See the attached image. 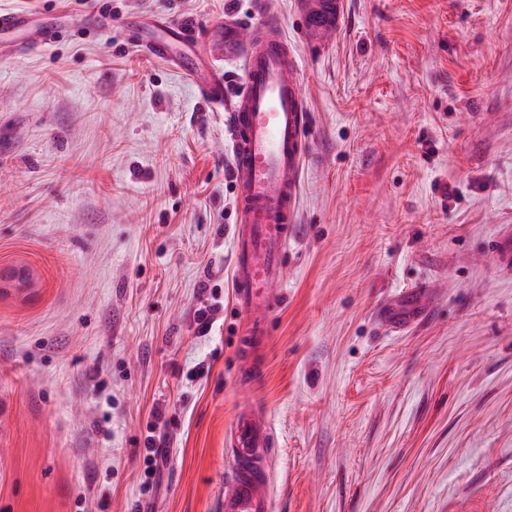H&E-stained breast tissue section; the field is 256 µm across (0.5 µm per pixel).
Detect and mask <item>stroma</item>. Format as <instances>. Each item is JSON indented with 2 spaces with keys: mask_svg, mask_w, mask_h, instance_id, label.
Returning a JSON list of instances; mask_svg holds the SVG:
<instances>
[{
  "mask_svg": "<svg viewBox=\"0 0 512 512\" xmlns=\"http://www.w3.org/2000/svg\"><path fill=\"white\" fill-rule=\"evenodd\" d=\"M263 2L310 141L246 378L224 117L120 21L201 42L262 13L0 0L113 21L0 59V512H220L244 401L276 438L271 512H512V268L490 250L512 236V0H343L321 41Z\"/></svg>",
  "mask_w": 512,
  "mask_h": 512,
  "instance_id": "obj_1",
  "label": "stroma"
}]
</instances>
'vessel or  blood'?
<instances>
[{
  "label": "vessel or blood",
  "mask_w": 512,
  "mask_h": 512,
  "mask_svg": "<svg viewBox=\"0 0 512 512\" xmlns=\"http://www.w3.org/2000/svg\"><path fill=\"white\" fill-rule=\"evenodd\" d=\"M299 13L307 32L322 36L335 31L341 0H301ZM127 41L157 58L170 53L171 38L186 41L187 24L168 22L167 35L143 36L140 20L125 19ZM62 14L0 10V57L53 43L65 31ZM178 69L196 76L206 65L208 79L201 96L224 115L233 164L232 175L239 224L234 241L233 288L246 334L239 351L248 362L269 331L286 274V253L297 221L298 195L308 141L307 106L301 91L296 56L276 17L264 15L258 25H229L216 50L204 58L180 56ZM240 66L244 82L234 98L224 95V67ZM230 476L223 512H270V464L273 436L267 419L253 406L238 408L229 432Z\"/></svg>",
  "instance_id": "obj_1"
}]
</instances>
